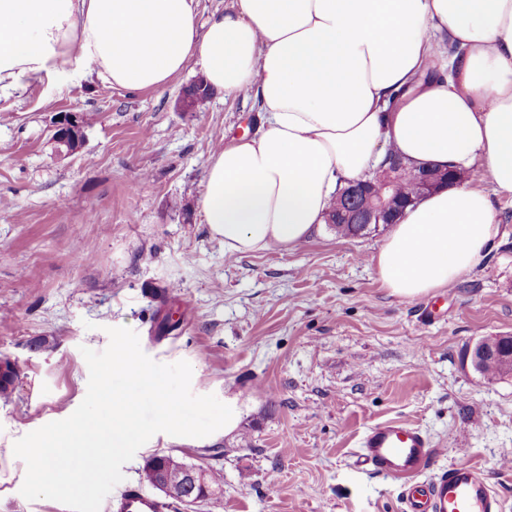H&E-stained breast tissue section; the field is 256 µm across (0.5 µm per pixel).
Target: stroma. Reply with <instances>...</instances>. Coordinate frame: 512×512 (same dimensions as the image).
Here are the masks:
<instances>
[{
  "label": "stroma",
  "mask_w": 512,
  "mask_h": 512,
  "mask_svg": "<svg viewBox=\"0 0 512 512\" xmlns=\"http://www.w3.org/2000/svg\"><path fill=\"white\" fill-rule=\"evenodd\" d=\"M196 64L167 86L117 89L72 63L0 97V359L17 366L0 396V512H68L27 500L14 443L69 417L87 392L81 347L134 330L158 363L192 367L191 391L215 395L233 430L153 435L125 483L164 451L223 471L220 494L178 512H402L397 483L354 462L363 431L421 426L434 468L473 465L512 512V376L485 379L468 350L512 333V196L488 259L415 299L390 294L372 257L390 231L228 256L198 207L211 154L254 135L258 107L213 91L186 112ZM93 120L73 151L53 140L61 114ZM189 315L156 332L157 311Z\"/></svg>",
  "instance_id": "stroma-1"
}]
</instances>
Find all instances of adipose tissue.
<instances>
[{
	"label": "adipose tissue",
	"instance_id": "obj_1",
	"mask_svg": "<svg viewBox=\"0 0 512 512\" xmlns=\"http://www.w3.org/2000/svg\"><path fill=\"white\" fill-rule=\"evenodd\" d=\"M151 90L195 63L253 99L258 133L214 152L200 208L238 255L310 240L339 189L388 154L413 168L483 167L406 207L373 258L414 299L470 274L512 196V0H234L197 23V0H0V94L56 62Z\"/></svg>",
	"mask_w": 512,
	"mask_h": 512
}]
</instances>
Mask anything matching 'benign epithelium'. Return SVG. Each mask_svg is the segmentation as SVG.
Returning <instances> with one entry per match:
<instances>
[{
  "instance_id": "benign-epithelium-1",
  "label": "benign epithelium",
  "mask_w": 512,
  "mask_h": 512,
  "mask_svg": "<svg viewBox=\"0 0 512 512\" xmlns=\"http://www.w3.org/2000/svg\"><path fill=\"white\" fill-rule=\"evenodd\" d=\"M81 116L66 113L58 122L54 134L55 141L74 150L78 147L81 136ZM402 161L395 156L386 157L385 170L377 173L372 179H360L349 182V187L343 195L341 215L351 224L377 226L379 224H394L397 219V205L392 193L395 181L393 174L400 169ZM455 172L448 169L435 171L422 169L415 173L418 194L423 195L442 185L454 182ZM511 337L504 335L488 336L480 339L470 352L471 364L479 368L489 359L500 362L502 374L512 376V346H504L503 340Z\"/></svg>"
}]
</instances>
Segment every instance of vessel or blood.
<instances>
[{"mask_svg": "<svg viewBox=\"0 0 512 512\" xmlns=\"http://www.w3.org/2000/svg\"><path fill=\"white\" fill-rule=\"evenodd\" d=\"M433 458V444L421 428L389 420L374 424L363 433L356 463L399 483L403 512H504L502 500L476 467L451 466L439 469L433 478H425ZM107 509L167 512L168 505L143 487L132 486Z\"/></svg>", "mask_w": 512, "mask_h": 512, "instance_id": "1", "label": "vessel or blood"}]
</instances>
